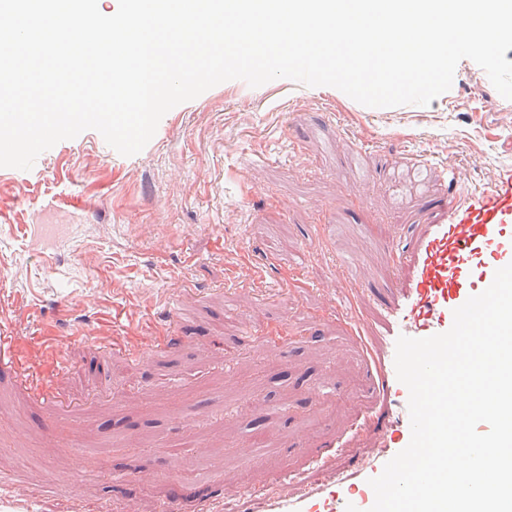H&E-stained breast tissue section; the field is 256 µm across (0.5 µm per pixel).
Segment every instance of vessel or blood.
<instances>
[{
  "mask_svg": "<svg viewBox=\"0 0 512 512\" xmlns=\"http://www.w3.org/2000/svg\"><path fill=\"white\" fill-rule=\"evenodd\" d=\"M452 195L438 212L432 233L412 249L397 253L394 272L413 266L416 274L408 320L426 335L447 331L454 309L492 282L497 269L512 263V170L499 174L479 193L461 194L450 178ZM393 451L364 461L352 475L337 477L336 493L311 487L289 490L288 478H278L266 496V512H368L375 501L369 481L381 474Z\"/></svg>",
  "mask_w": 512,
  "mask_h": 512,
  "instance_id": "vessel-or-blood-1",
  "label": "vessel or blood"
}]
</instances>
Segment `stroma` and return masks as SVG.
I'll return each mask as SVG.
<instances>
[{
	"instance_id": "stroma-1",
	"label": "stroma",
	"mask_w": 512,
	"mask_h": 512,
	"mask_svg": "<svg viewBox=\"0 0 512 512\" xmlns=\"http://www.w3.org/2000/svg\"><path fill=\"white\" fill-rule=\"evenodd\" d=\"M449 168L470 191L512 169V100L468 59L427 106L230 80L167 112L136 155L87 130L31 169L0 168V325L21 363L0 374V478L41 512H260L274 475L320 484L405 440L404 385L376 381L415 334L411 276L391 269L447 199ZM127 344L150 352L132 362ZM25 369L78 412L60 443ZM261 415L275 452L237 461Z\"/></svg>"
}]
</instances>
